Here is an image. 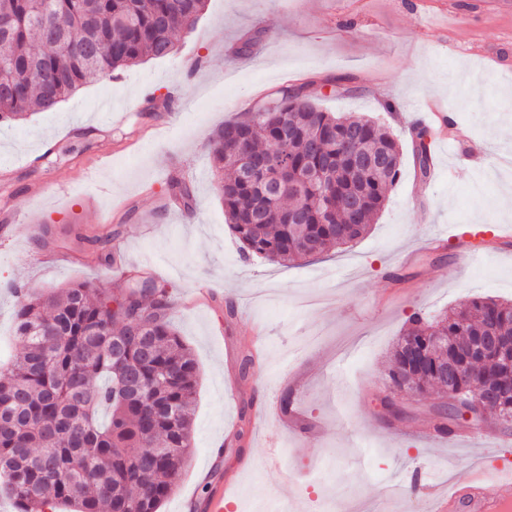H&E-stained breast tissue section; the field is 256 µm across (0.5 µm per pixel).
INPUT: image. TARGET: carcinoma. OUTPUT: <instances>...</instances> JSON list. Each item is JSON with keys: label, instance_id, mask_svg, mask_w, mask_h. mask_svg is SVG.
<instances>
[{"label": "carcinoma", "instance_id": "obj_1", "mask_svg": "<svg viewBox=\"0 0 512 512\" xmlns=\"http://www.w3.org/2000/svg\"><path fill=\"white\" fill-rule=\"evenodd\" d=\"M206 0H0V121L50 110L92 76L110 75L145 58H164L174 35L193 29ZM275 109L230 120L212 139V161L224 173L216 192L246 258L288 263L346 246L369 230L401 167L398 142L364 117H336L310 101L276 90ZM288 123V177L275 203L255 218L258 183L244 177L243 156L266 157ZM422 174L429 148L416 133ZM385 156L366 170L354 153ZM362 192L355 213L349 198ZM296 208L300 218L288 220ZM336 211V222L324 213ZM169 285L133 279L106 295L92 283L22 293L15 311L21 352L0 375V494L18 512H158L190 456L191 412L198 366L168 312ZM481 336H512V302L474 297L437 319L420 315L399 340L388 376L414 394L459 366L448 397L468 407L474 382L500 396L483 407L500 424L512 417V366L489 354L467 364L463 354ZM426 350L417 365L406 345Z\"/></svg>", "mask_w": 512, "mask_h": 512}]
</instances>
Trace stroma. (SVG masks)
Segmentation results:
<instances>
[{
  "instance_id": "stroma-1",
  "label": "stroma",
  "mask_w": 512,
  "mask_h": 512,
  "mask_svg": "<svg viewBox=\"0 0 512 512\" xmlns=\"http://www.w3.org/2000/svg\"><path fill=\"white\" fill-rule=\"evenodd\" d=\"M343 77L349 94L328 87ZM310 88L338 116L369 118L402 148V166L369 232L321 258L285 266L246 260L215 191L210 137L243 107L280 86ZM512 4L498 0H207L173 52L92 77L56 109L0 123V210L18 215L0 240V367L20 350L19 303L31 292L94 282L117 292L125 265L151 266L167 281L171 320L199 370L191 461L181 496L159 512H203L210 489L227 490L228 512H428L429 475L464 479L469 463L495 455L455 433L433 431L425 397L401 396L386 421L390 355L413 315L432 319L475 296L512 301ZM183 102L169 104L171 93ZM451 112L458 150L434 137L421 174L417 131L428 106ZM186 185L193 209L169 193ZM47 184L40 199L30 190ZM124 206L120 220L99 216ZM109 242L120 268L92 259ZM488 243L489 261L462 252ZM264 355L242 371L254 328ZM291 401L323 427L306 438L257 422L263 401ZM277 445L279 462L267 456Z\"/></svg>"
}]
</instances>
